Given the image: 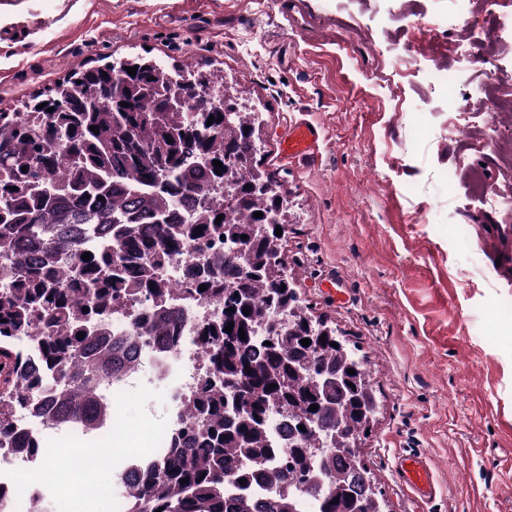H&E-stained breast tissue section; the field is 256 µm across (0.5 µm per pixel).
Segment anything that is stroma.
Listing matches in <instances>:
<instances>
[{"label": "stroma", "instance_id": "stroma-1", "mask_svg": "<svg viewBox=\"0 0 512 512\" xmlns=\"http://www.w3.org/2000/svg\"><path fill=\"white\" fill-rule=\"evenodd\" d=\"M512 0H0V112H19L84 64L146 56L221 74L258 114L259 168L287 198L283 244L302 306L363 358L378 408L359 443L382 512H512V112L459 130L449 109L512 92ZM441 65L451 86L435 87ZM320 126L310 159H282L290 124ZM453 176V190L441 185ZM494 197L488 205L486 197ZM168 385L142 376L129 429L162 431ZM422 452V503L395 459ZM130 460L52 500L106 512Z\"/></svg>", "mask_w": 512, "mask_h": 512}]
</instances>
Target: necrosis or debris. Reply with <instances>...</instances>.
Instances as JSON below:
<instances>
[{"label": "necrosis or debris", "instance_id": "necrosis-or-debris-1", "mask_svg": "<svg viewBox=\"0 0 512 512\" xmlns=\"http://www.w3.org/2000/svg\"><path fill=\"white\" fill-rule=\"evenodd\" d=\"M220 248L200 249L187 244L159 271L163 282L175 288L184 287L189 268L205 264L220 255ZM153 301L143 298L125 301L112 308L96 326L105 336L130 335L137 318L147 314ZM217 300L203 301L183 296L180 301L178 328L165 345L141 343L135 375L151 373L156 380L171 383L169 404L175 418H182L185 407L196 394L200 383L210 373V363L195 342L197 328L211 321L221 309ZM128 375L113 384L105 421L95 431L93 441H86L79 462L48 465L43 457L16 449L10 441L0 442V512H44L50 490L73 483L78 474L108 466L112 459L114 439L125 433L127 424L115 399L133 383ZM59 428L43 411L33 407L16 414L15 432L20 441L50 448L57 442Z\"/></svg>", "mask_w": 512, "mask_h": 512}]
</instances>
